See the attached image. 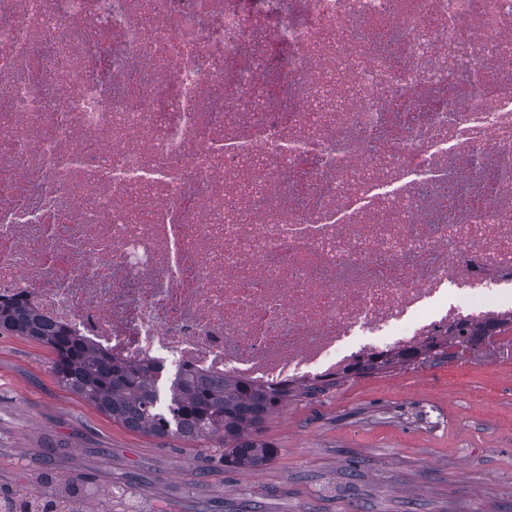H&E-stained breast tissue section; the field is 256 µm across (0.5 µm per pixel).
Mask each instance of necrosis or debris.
I'll return each mask as SVG.
<instances>
[{
	"label": "necrosis or debris",
	"mask_w": 512,
	"mask_h": 512,
	"mask_svg": "<svg viewBox=\"0 0 512 512\" xmlns=\"http://www.w3.org/2000/svg\"><path fill=\"white\" fill-rule=\"evenodd\" d=\"M0 299L161 383L482 351L512 0H0Z\"/></svg>",
	"instance_id": "1"
}]
</instances>
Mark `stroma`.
I'll list each match as a JSON object with an SVG mask.
<instances>
[{
    "label": "stroma",
    "instance_id": "obj_1",
    "mask_svg": "<svg viewBox=\"0 0 512 512\" xmlns=\"http://www.w3.org/2000/svg\"><path fill=\"white\" fill-rule=\"evenodd\" d=\"M264 434L268 465L226 468L217 440L128 430L57 383L47 348L0 335V495L77 476L112 512H512V338L290 399Z\"/></svg>",
    "mask_w": 512,
    "mask_h": 512
}]
</instances>
